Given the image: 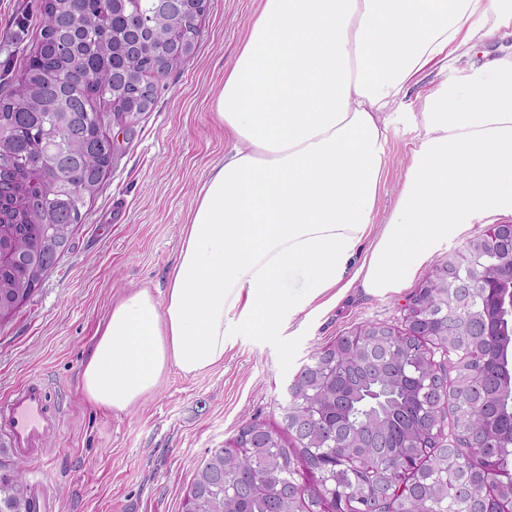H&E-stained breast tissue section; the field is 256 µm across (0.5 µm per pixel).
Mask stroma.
<instances>
[{"label":"stroma","mask_w":512,"mask_h":512,"mask_svg":"<svg viewBox=\"0 0 512 512\" xmlns=\"http://www.w3.org/2000/svg\"><path fill=\"white\" fill-rule=\"evenodd\" d=\"M258 0H209L195 54L162 81L153 111L128 132L101 190L85 207L70 247L33 297L0 322V399L39 379L62 416L46 439L47 471L26 472L51 512H184L195 465L231 442L251 419L282 425L287 379L310 354L365 322L401 325L412 288L376 295L350 288L334 304L312 303L265 336L234 337L223 364L195 376L169 369L128 410L94 405L79 372L112 303L129 291L162 297L195 194L232 145L213 100ZM38 0H0V62L35 42ZM26 26H19V19ZM512 51L502 35L431 73L388 116L389 162L376 220L384 222L421 130L426 89L460 84L485 60Z\"/></svg>","instance_id":"stroma-1"}]
</instances>
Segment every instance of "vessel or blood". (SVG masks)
Instances as JSON below:
<instances>
[{"instance_id":"1","label":"vessel or blood","mask_w":512,"mask_h":512,"mask_svg":"<svg viewBox=\"0 0 512 512\" xmlns=\"http://www.w3.org/2000/svg\"><path fill=\"white\" fill-rule=\"evenodd\" d=\"M50 400L47 389L34 379L0 400V437L7 441L15 456L35 462L42 460L46 435L62 423Z\"/></svg>"}]
</instances>
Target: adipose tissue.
Returning <instances> with one entry per match:
<instances>
[{
	"mask_svg": "<svg viewBox=\"0 0 512 512\" xmlns=\"http://www.w3.org/2000/svg\"><path fill=\"white\" fill-rule=\"evenodd\" d=\"M511 29L512 0H260L215 100L235 147L196 194L163 299L128 293L99 327L86 399L126 410L170 368L222 364L232 337L266 335L333 289L399 291L476 219L512 216L506 55L423 96L420 143L374 223L387 112ZM298 271L303 294L285 286Z\"/></svg>",
	"mask_w": 512,
	"mask_h": 512,
	"instance_id": "obj_1",
	"label": "adipose tissue"
}]
</instances>
